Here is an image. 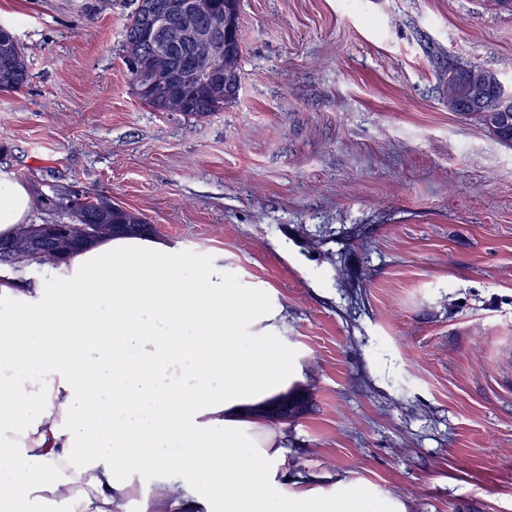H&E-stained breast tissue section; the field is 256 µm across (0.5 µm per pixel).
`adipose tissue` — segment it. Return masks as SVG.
<instances>
[{
  "label": "adipose tissue",
  "mask_w": 512,
  "mask_h": 512,
  "mask_svg": "<svg viewBox=\"0 0 512 512\" xmlns=\"http://www.w3.org/2000/svg\"><path fill=\"white\" fill-rule=\"evenodd\" d=\"M0 175V237L30 224ZM274 289L212 253L105 235L19 278L0 267V512H401L363 488L289 473L269 411L302 367ZM204 477L202 487L189 485Z\"/></svg>",
  "instance_id": "obj_1"
}]
</instances>
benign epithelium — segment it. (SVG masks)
<instances>
[{
	"mask_svg": "<svg viewBox=\"0 0 512 512\" xmlns=\"http://www.w3.org/2000/svg\"><path fill=\"white\" fill-rule=\"evenodd\" d=\"M234 21L228 14H206L192 0H167L164 8L153 15V26L146 39L148 52L136 45L127 47L130 69L136 71L141 91L151 97L172 100L175 111L181 110L176 96L199 84L216 93H225L230 82L224 72V55L234 40ZM176 31L187 52L179 67L169 64L170 31Z\"/></svg>",
	"mask_w": 512,
	"mask_h": 512,
	"instance_id": "obj_1",
	"label": "benign epithelium"
}]
</instances>
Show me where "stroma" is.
Returning <instances> with one entry per match:
<instances>
[{
	"instance_id": "obj_1",
	"label": "stroma",
	"mask_w": 512,
	"mask_h": 512,
	"mask_svg": "<svg viewBox=\"0 0 512 512\" xmlns=\"http://www.w3.org/2000/svg\"><path fill=\"white\" fill-rule=\"evenodd\" d=\"M134 0H0L31 77L0 174L140 213L288 311L307 411L289 471L404 512H512V146L449 111L452 64L512 82L489 0H241L235 103L156 112L123 64Z\"/></svg>"
}]
</instances>
